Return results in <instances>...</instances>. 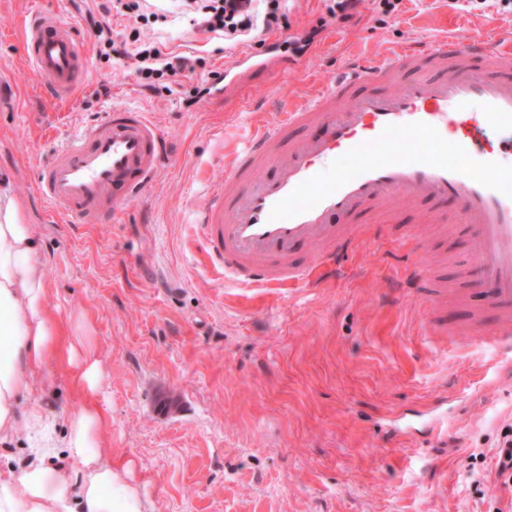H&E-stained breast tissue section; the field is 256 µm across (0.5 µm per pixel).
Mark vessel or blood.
Wrapping results in <instances>:
<instances>
[{"label":"vessel or blood","instance_id":"vessel-or-blood-1","mask_svg":"<svg viewBox=\"0 0 512 512\" xmlns=\"http://www.w3.org/2000/svg\"><path fill=\"white\" fill-rule=\"evenodd\" d=\"M23 45L37 79L68 95L86 70L73 20L35 10ZM305 129L284 145L288 129ZM147 113L112 109L54 146L38 171L44 201L71 224H91L142 197L169 159ZM512 31L443 38L348 59L305 103L240 142L194 212L204 251L240 287L307 285L335 274L359 213L400 197L457 210L434 224L471 231L476 271L494 323L466 335L512 359Z\"/></svg>","mask_w":512,"mask_h":512}]
</instances>
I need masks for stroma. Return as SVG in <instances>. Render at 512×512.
<instances>
[{
	"label": "stroma",
	"instance_id": "35a3bbf8",
	"mask_svg": "<svg viewBox=\"0 0 512 512\" xmlns=\"http://www.w3.org/2000/svg\"><path fill=\"white\" fill-rule=\"evenodd\" d=\"M31 2L0 0V192L39 228L37 261L59 318L90 324L112 460L156 512H512V491L474 458L512 422V374L499 372L490 346L455 334L473 313L495 319L461 275L466 225L426 223L431 204L401 198L392 220L422 226L420 241L361 237L343 271L314 288H233L208 265L191 222L234 145L351 56L478 38L512 28V11L403 0L393 17L362 0L358 24L345 26L328 20V0H286V27L235 41L172 16L141 35L206 65L152 94L127 61L98 57L86 23L94 0H39L74 20L86 49V82L62 102L24 53ZM244 53L288 68L270 77L239 65ZM213 66L235 71L228 95L211 90ZM101 84L108 94L93 97ZM115 106L148 113L173 160L120 222L64 223L38 195L37 168L54 141ZM417 259L449 291L438 308L424 293L391 292ZM434 321L452 335H432Z\"/></svg>",
	"mask_w": 512,
	"mask_h": 512
}]
</instances>
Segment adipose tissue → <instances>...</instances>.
Wrapping results in <instances>:
<instances>
[{
    "instance_id": "1",
    "label": "adipose tissue",
    "mask_w": 512,
    "mask_h": 512,
    "mask_svg": "<svg viewBox=\"0 0 512 512\" xmlns=\"http://www.w3.org/2000/svg\"><path fill=\"white\" fill-rule=\"evenodd\" d=\"M40 248L36 225L0 195V443L25 429L29 454L20 468H0V512H155L112 461L110 421L96 401L101 363L83 318L63 322L51 311ZM55 363L71 369L83 398L59 415L26 402L52 387Z\"/></svg>"
}]
</instances>
